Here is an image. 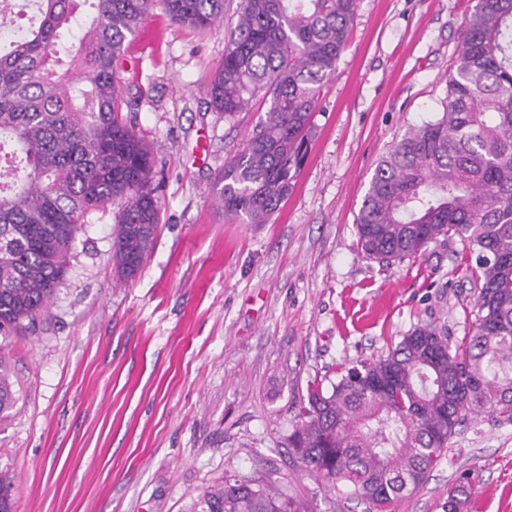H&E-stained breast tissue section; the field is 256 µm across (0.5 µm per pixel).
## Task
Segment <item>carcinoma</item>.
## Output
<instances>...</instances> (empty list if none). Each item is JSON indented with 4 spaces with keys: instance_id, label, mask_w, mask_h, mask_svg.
Instances as JSON below:
<instances>
[{
    "instance_id": "1",
    "label": "carcinoma",
    "mask_w": 512,
    "mask_h": 512,
    "mask_svg": "<svg viewBox=\"0 0 512 512\" xmlns=\"http://www.w3.org/2000/svg\"><path fill=\"white\" fill-rule=\"evenodd\" d=\"M37 22L0 44V335L35 328L62 284L85 218L122 208L112 260L131 276L159 220L153 148L122 116L127 43L151 9L205 33L225 0H40ZM357 0H239L224 61L207 83L233 114L260 99L265 114L224 165V213L266 224L294 190L312 138L320 89L336 70ZM443 112L410 129L377 164L356 230L366 256L391 264L456 236L475 264L478 317L454 351L431 324L387 354L344 369L307 405L288 448L329 486L385 512L420 488L456 427L489 413L512 421V0H477L448 75ZM0 351V415L16 404ZM467 483L444 512H463ZM14 479L0 472V512H14ZM189 512H304L267 484L226 476Z\"/></svg>"
}]
</instances>
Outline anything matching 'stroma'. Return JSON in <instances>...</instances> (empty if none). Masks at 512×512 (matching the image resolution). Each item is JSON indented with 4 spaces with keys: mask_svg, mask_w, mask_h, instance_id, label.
Segmentation results:
<instances>
[{
    "mask_svg": "<svg viewBox=\"0 0 512 512\" xmlns=\"http://www.w3.org/2000/svg\"><path fill=\"white\" fill-rule=\"evenodd\" d=\"M476 0H358L325 81L292 195L268 224L225 216L224 164L261 102L227 115L207 95L237 23L197 36L161 8L124 56L126 118L154 149L160 223L133 276L112 261L119 205L88 214L68 273L34 332L0 339L18 401L0 418V471L16 512H186L236 474L271 482L308 512H373L288 449L312 384L387 354L430 323L462 346L478 316L459 238L382 265L356 217L379 161L441 112ZM463 512H512V422H463L429 480L389 512H443L461 475Z\"/></svg>",
    "mask_w": 512,
    "mask_h": 512,
    "instance_id": "35a3bbf8",
    "label": "stroma"
}]
</instances>
